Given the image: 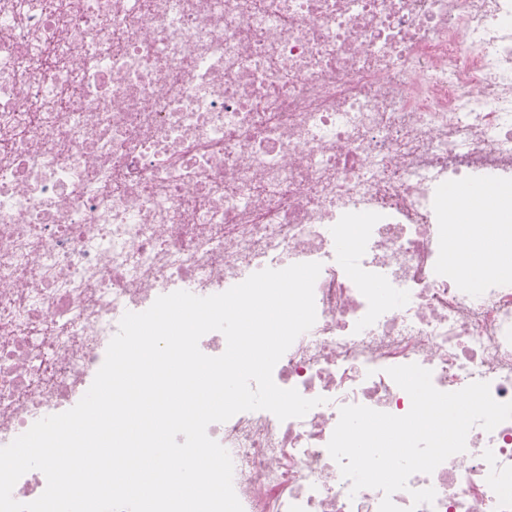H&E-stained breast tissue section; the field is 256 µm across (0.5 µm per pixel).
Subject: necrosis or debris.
Listing matches in <instances>:
<instances>
[{"mask_svg":"<svg viewBox=\"0 0 512 512\" xmlns=\"http://www.w3.org/2000/svg\"><path fill=\"white\" fill-rule=\"evenodd\" d=\"M512 190V0H0V447L74 407L158 296L321 263L273 370L322 403L210 424L244 512H378L327 445L389 367L512 401V267L451 253ZM512 512V420L392 496Z\"/></svg>","mask_w":512,"mask_h":512,"instance_id":"4bbe7bcc","label":"necrosis or debris"}]
</instances>
